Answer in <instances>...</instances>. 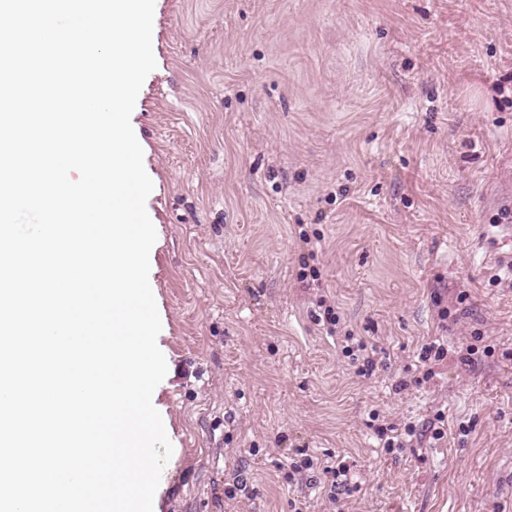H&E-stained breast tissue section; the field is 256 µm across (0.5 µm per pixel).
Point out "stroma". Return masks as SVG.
Returning <instances> with one entry per match:
<instances>
[{
	"label": "stroma",
	"mask_w": 512,
	"mask_h": 512,
	"mask_svg": "<svg viewBox=\"0 0 512 512\" xmlns=\"http://www.w3.org/2000/svg\"><path fill=\"white\" fill-rule=\"evenodd\" d=\"M152 45L158 512H327L306 458L347 467L342 512H512V0H155ZM316 306L323 309L324 320L316 315L318 322L323 321L326 325L327 333L330 336L340 338L342 344L341 352L344 356L350 358L353 364L360 361V356H365L361 352L367 351V344L362 339H357L352 331L345 330L344 323L341 321L339 312L336 311L335 303L328 304L327 295H321L316 299ZM368 355L362 358V364L357 367V373L360 376H372L374 371V360Z\"/></svg>",
	"instance_id": "35a3bbf8"
}]
</instances>
